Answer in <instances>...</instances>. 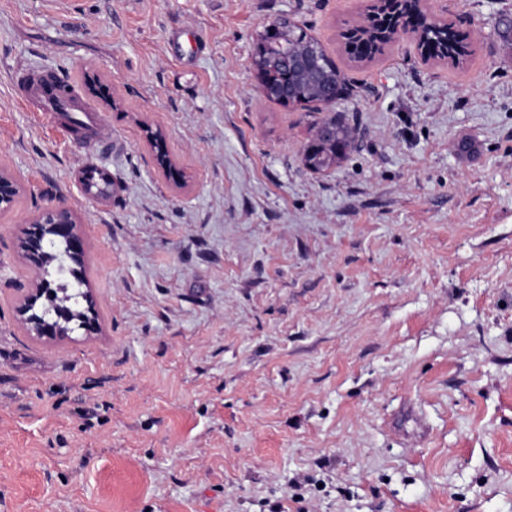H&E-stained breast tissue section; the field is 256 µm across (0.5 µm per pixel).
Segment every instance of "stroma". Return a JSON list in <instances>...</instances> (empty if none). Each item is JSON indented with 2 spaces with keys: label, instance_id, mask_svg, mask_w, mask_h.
I'll return each instance as SVG.
<instances>
[{
  "label": "stroma",
  "instance_id": "35a3bbf8",
  "mask_svg": "<svg viewBox=\"0 0 512 512\" xmlns=\"http://www.w3.org/2000/svg\"><path fill=\"white\" fill-rule=\"evenodd\" d=\"M363 7L0 0V168L23 185L0 213V512H512V0H426L469 37L458 66L407 36L352 60ZM283 16L346 79L334 106L260 96ZM43 75L99 134L39 111ZM329 120L352 140L315 172ZM51 206L80 222L89 336L17 316ZM150 144L154 149V159L156 164L166 173L169 177L177 178L178 172L173 160L169 157L165 147V137L161 130L156 129L151 132L149 136Z\"/></svg>",
  "mask_w": 512,
  "mask_h": 512
}]
</instances>
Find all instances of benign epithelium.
<instances>
[{"label": "benign epithelium", "instance_id": "1", "mask_svg": "<svg viewBox=\"0 0 512 512\" xmlns=\"http://www.w3.org/2000/svg\"><path fill=\"white\" fill-rule=\"evenodd\" d=\"M377 10L368 12V17L354 25L360 30L362 40H372V49L383 47L381 40L391 45L403 35H410L416 47L420 48L424 59H448V39L438 43L428 38L420 29L413 30L402 26L405 21L403 0H371ZM301 29L297 23L283 16L268 24L259 34L255 50L251 55L253 70L258 79L259 90L266 99L280 104H288V77L294 74L306 75L317 82L316 96L312 104L333 106L339 99L336 81L322 78V60L307 43H299L293 32ZM276 66L285 72V78L276 84L264 79V70ZM154 149L156 164L170 177L178 172L165 147V137L157 129L149 136ZM21 190L20 181L11 174L0 172V210L11 208ZM55 240L64 245L70 264L69 274L81 281V264L85 256L84 242L78 232V219L66 208H48L42 210L31 221V227L25 232L21 249L38 269V276L28 287L22 289L17 309L20 321L28 332L39 338L64 339L79 329L90 335L97 330L95 302L91 292L81 293L86 307L76 310L71 301L75 295L68 293L66 285L59 283L50 287L43 271L52 264L46 243ZM51 302V309L43 308V301Z\"/></svg>", "mask_w": 512, "mask_h": 512}]
</instances>
